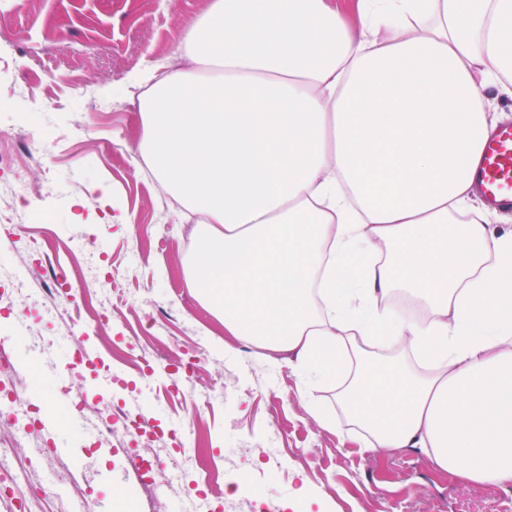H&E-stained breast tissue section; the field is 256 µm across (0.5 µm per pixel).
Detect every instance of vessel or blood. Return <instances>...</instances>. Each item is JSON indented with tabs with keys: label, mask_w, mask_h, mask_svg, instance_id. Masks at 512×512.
Wrapping results in <instances>:
<instances>
[{
	"label": "vessel or blood",
	"mask_w": 512,
	"mask_h": 512,
	"mask_svg": "<svg viewBox=\"0 0 512 512\" xmlns=\"http://www.w3.org/2000/svg\"><path fill=\"white\" fill-rule=\"evenodd\" d=\"M472 178L487 204L512 210V123L501 125L485 143Z\"/></svg>",
	"instance_id": "vessel-or-blood-1"
}]
</instances>
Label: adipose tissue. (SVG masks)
<instances>
[{
  "label": "adipose tissue",
  "mask_w": 512,
  "mask_h": 512,
  "mask_svg": "<svg viewBox=\"0 0 512 512\" xmlns=\"http://www.w3.org/2000/svg\"><path fill=\"white\" fill-rule=\"evenodd\" d=\"M211 0L150 61L140 153L196 220L200 304L260 363L342 376L360 452L512 490V230L468 177L512 98V0ZM383 339L431 372L360 359Z\"/></svg>",
  "instance_id": "1"
}]
</instances>
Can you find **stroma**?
Listing matches in <instances>:
<instances>
[{
  "mask_svg": "<svg viewBox=\"0 0 512 512\" xmlns=\"http://www.w3.org/2000/svg\"><path fill=\"white\" fill-rule=\"evenodd\" d=\"M210 0H0V89L15 90L0 100V148L14 150L17 174L35 184L32 207L54 221L33 225L17 236L13 249L0 247L12 265L30 259L37 276L52 281L65 272L73 288L93 292L96 284L76 274L79 261L69 240L93 234L100 266L122 273L127 303L112 316V333L134 337L138 348L162 363L183 352L205 350L208 361L197 389L214 382L229 386L206 405L167 397V378L158 375L147 400L160 406L161 423L193 422L196 442L185 482H202L197 461L234 460L238 448L270 442L282 467L267 470L261 460L221 471L224 493H266L279 512H512V491L463 482L438 472L412 451L379 458L358 451L347 435L312 421L305 401L321 405L335 421L344 415L336 385L303 390L285 365H259L246 340L224 343V329L191 294L183 261L195 250L194 225L177 218L170 197L161 194L150 168L138 166L140 114L137 88L128 74L148 60L172 54L176 34L191 26ZM111 189L109 203L100 185ZM154 326L142 332L145 314ZM36 324L49 351L33 348L17 334L18 323ZM0 340L11 343L19 371L29 385L30 405L56 407L65 391L104 410L139 399L140 381L110 380L90 365H75L65 386L44 385L47 354L71 356L74 344L94 346L93 334L78 341L59 338L55 322L38 312L7 311ZM49 445L72 444L85 451L91 470L78 507L98 504L112 512H172L179 498L165 493L167 467L154 474L160 493L147 500L126 470V456L101 454L97 437L63 420L57 433L41 431Z\"/></svg>",
  "mask_w": 512,
  "mask_h": 512,
  "instance_id": "35a3bbf8",
  "label": "stroma"
}]
</instances>
